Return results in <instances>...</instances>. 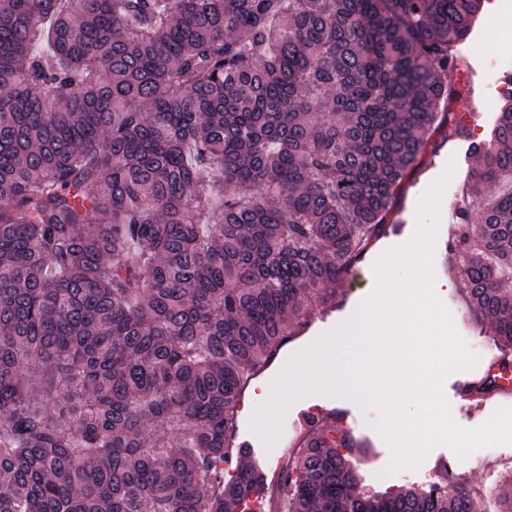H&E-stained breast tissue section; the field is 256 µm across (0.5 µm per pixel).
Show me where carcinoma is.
<instances>
[{"label": "carcinoma", "mask_w": 512, "mask_h": 512, "mask_svg": "<svg viewBox=\"0 0 512 512\" xmlns=\"http://www.w3.org/2000/svg\"><path fill=\"white\" fill-rule=\"evenodd\" d=\"M480 3L0 0V512H253L255 467L224 479L247 373L468 132L446 77ZM477 155L495 194L450 248L508 370L512 91ZM312 431L285 512H477L445 478L357 495L361 444Z\"/></svg>", "instance_id": "cac0c4a2"}]
</instances>
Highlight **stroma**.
<instances>
[{"instance_id":"1","label":"stroma","mask_w":512,"mask_h":512,"mask_svg":"<svg viewBox=\"0 0 512 512\" xmlns=\"http://www.w3.org/2000/svg\"><path fill=\"white\" fill-rule=\"evenodd\" d=\"M501 5L512 11V0H483L472 32L463 45L472 80L468 84V94L454 102L452 109L456 112L478 109L479 119L471 124L468 136L442 143L436 150L425 155L418 169L404 184L403 197L394 217L400 228L399 233L386 236L374 245L359 267L360 279L345 284V300L341 307L327 314L316 315L311 324L288 345L289 355H296L314 344L316 338L332 331L354 315L376 282V262L387 251L405 246L414 238L422 198L437 180L447 178L436 224L432 258L433 290L449 311L456 331L478 357L472 368L447 374L441 384L453 420L466 428L482 425L499 409L512 408V398L505 400L495 396L483 409L474 410L455 396V383L480 379L498 348L489 328L474 323L468 317L464 284L456 271L457 261L450 249L458 210L464 205H476L485 200L483 188L475 185L471 178L475 166L474 151L476 146L486 140L504 98L494 90L481 56V48L494 40L496 27L490 17ZM335 407L342 413V427L349 429L366 444L365 456L359 464L360 491L426 488L446 473L471 486L474 492L485 494L495 483L507 478L512 480V464L500 461L497 449L484 448L463 458L443 445L431 449L417 467L395 472L393 480H383L382 475L392 462L393 450L376 428L378 412L361 408L348 397L336 400Z\"/></svg>"}]
</instances>
